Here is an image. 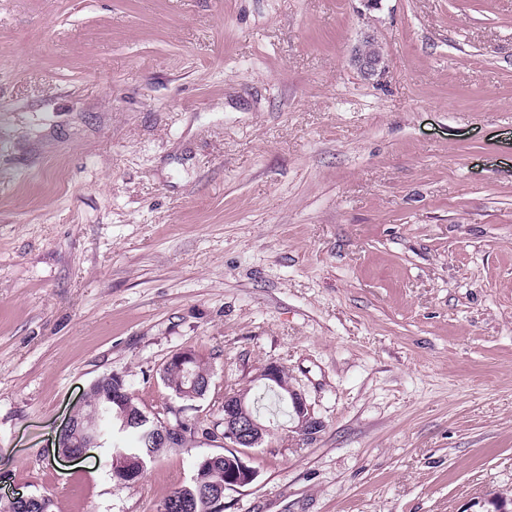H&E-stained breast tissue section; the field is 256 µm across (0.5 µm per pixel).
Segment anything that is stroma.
Returning a JSON list of instances; mask_svg holds the SVG:
<instances>
[{
    "label": "stroma",
    "instance_id": "stroma-1",
    "mask_svg": "<svg viewBox=\"0 0 512 512\" xmlns=\"http://www.w3.org/2000/svg\"><path fill=\"white\" fill-rule=\"evenodd\" d=\"M186 348L185 417L273 362L322 423L224 512H512V0H0V503L160 512L222 436L134 485L54 448ZM379 45V47H378ZM351 63L367 80L382 77L388 69V59L376 36L365 31L351 50ZM195 358H199L196 353L192 350H182L173 355L169 362H176L181 367L184 368L185 365H188L185 369H181L177 365H172L167 362V364L163 368L164 373V383L168 389L175 395V391L171 388L167 381L176 386V390L181 386L188 387L184 388L186 391H190V393L194 396H199L194 393V377H198L202 380H208V386L211 379V368L207 362L196 361ZM195 360V361H194ZM194 361V362H193ZM193 362V363H192ZM189 377H193L191 381V385L189 383ZM167 380V381H166ZM34 499L28 502H19L15 505L12 502L27 499L26 496H19L9 500V503L0 505L1 512H50L51 499L48 495H32Z\"/></svg>",
    "mask_w": 512,
    "mask_h": 512
}]
</instances>
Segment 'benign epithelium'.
<instances>
[{
    "mask_svg": "<svg viewBox=\"0 0 512 512\" xmlns=\"http://www.w3.org/2000/svg\"><path fill=\"white\" fill-rule=\"evenodd\" d=\"M351 63L367 80L382 77L388 69L385 51L379 46L376 36L365 31L351 50ZM270 390H284V398L292 407V417L297 419L294 432L304 441L315 435L321 428V421L314 417L303 395L290 385L282 383L280 367L267 364L257 376ZM85 404H80L70 414L57 440V452L68 459H79L88 449L101 445L94 435L87 433L79 423ZM150 424L146 435L160 446H173L179 442L185 425L184 420L172 422L167 418H150L140 413L122 424V428ZM264 442V427L254 418L249 407L247 393L236 391L224 394V447L233 449V455L224 456L228 475L224 486L246 485L255 479V473L241 458L247 449L257 448ZM145 468V462L134 452L117 449L112 452V477L119 482L135 484Z\"/></svg>",
    "mask_w": 512,
    "mask_h": 512,
    "instance_id": "obj_1",
    "label": "benign epithelium"
}]
</instances>
